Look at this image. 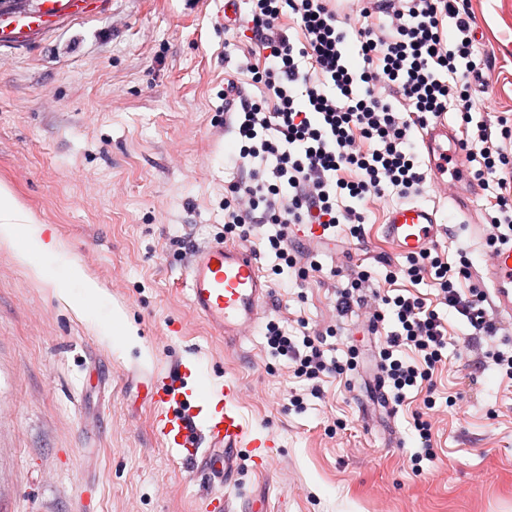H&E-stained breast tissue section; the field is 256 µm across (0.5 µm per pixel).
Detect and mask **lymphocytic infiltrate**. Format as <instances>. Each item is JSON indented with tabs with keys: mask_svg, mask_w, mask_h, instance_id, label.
Instances as JSON below:
<instances>
[{
	"mask_svg": "<svg viewBox=\"0 0 512 512\" xmlns=\"http://www.w3.org/2000/svg\"><path fill=\"white\" fill-rule=\"evenodd\" d=\"M251 41L262 52L263 64L239 63L250 73L260 96L235 91L224 124L235 132L240 159H260L248 180L224 186V231L248 242L268 224L277 232L268 246L276 262L273 274L297 265L286 241L294 224H320L330 229L348 225L360 236L365 220L356 202L380 198L393 191L403 197L420 193L425 176L419 170L411 137L433 118L459 112L460 140L466 160L477 162L471 177L482 187H496L490 244L512 236V151L494 145L486 122H474L472 81L491 70L489 59L476 56L471 29V0H353L339 7L332 0H251ZM390 16L386 27L371 25L374 15ZM291 16L300 36L283 33L280 21ZM359 16L352 28L340 17ZM453 19L454 37L444 34L443 22ZM356 39L362 68L348 60L349 39ZM403 100L397 110L394 100ZM352 203L337 208L341 196ZM471 263L460 258L448 265L438 254L425 252L409 259L406 274L414 280L431 276L442 304L464 317L477 336L496 335L499 327L485 308L486 296L477 287L460 291L469 279ZM357 284L340 289L338 315L369 306L370 329H378L386 314L398 328L381 351V369L390 381V398L403 405L406 391L431 382L447 345L445 326L424 298L389 297L380 291L365 296ZM266 337L275 354L290 357L296 376L309 380L322 373L343 374L353 362H326L321 338L296 341L277 322H268ZM413 348L414 361L399 352Z\"/></svg>",
	"mask_w": 512,
	"mask_h": 512,
	"instance_id": "lymphocytic-infiltrate-1",
	"label": "lymphocytic infiltrate"
}]
</instances>
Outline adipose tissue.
I'll list each match as a JSON object with an SVG mask.
<instances>
[{"label": "adipose tissue", "mask_w": 512, "mask_h": 512, "mask_svg": "<svg viewBox=\"0 0 512 512\" xmlns=\"http://www.w3.org/2000/svg\"><path fill=\"white\" fill-rule=\"evenodd\" d=\"M40 234L25 206L6 186L0 185V242L11 243L21 237L27 238L28 247L17 253L19 262L36 277L54 280L65 298L70 295L69 283L80 282L82 290L77 305L85 315H93L101 295L100 288L77 263L67 259L59 241L42 240Z\"/></svg>", "instance_id": "obj_1"}]
</instances>
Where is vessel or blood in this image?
<instances>
[{"label": "vessel or blood", "mask_w": 512, "mask_h": 512, "mask_svg": "<svg viewBox=\"0 0 512 512\" xmlns=\"http://www.w3.org/2000/svg\"><path fill=\"white\" fill-rule=\"evenodd\" d=\"M420 145L430 160L434 182L443 181L449 159L460 157L456 136L446 122L433 123L422 134ZM443 226L437 208L416 202L389 209L383 235L404 256H414L436 245ZM485 277L491 287L495 315L512 316V242L493 248ZM186 286L193 311L220 335L236 336L261 317L272 286L263 276L251 249L216 239L196 248L188 261ZM187 367L167 377L151 378L142 389L154 409L153 429L161 441L177 449L189 473L238 482L242 449H251L256 469H264L275 456V443L261 436L238 408L239 388L225 382L219 394L223 408L203 412L192 405L184 380Z\"/></svg>", "instance_id": "b4317fda"}]
</instances>
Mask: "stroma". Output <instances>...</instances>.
<instances>
[{
    "label": "stroma",
    "mask_w": 512,
    "mask_h": 512,
    "mask_svg": "<svg viewBox=\"0 0 512 512\" xmlns=\"http://www.w3.org/2000/svg\"><path fill=\"white\" fill-rule=\"evenodd\" d=\"M472 9L475 50L495 60L473 117L499 145L497 119H512V0ZM247 57L262 61L245 26L225 27L224 0H103L22 37L0 35V184L104 292L86 317L0 244V512H202L206 497L223 495L154 434L137 389L181 363L200 385L237 382L246 421L278 444L261 473L242 453L236 512L255 497L269 512H512V384L482 363L488 350H512V318L464 346L465 319L437 304L431 278L410 280L406 257L381 235L397 194L359 204L361 237L345 224L324 242L290 237L322 269L271 278L269 319L296 340L323 334L325 359L355 356V370L297 377L270 351L264 324L226 339L191 309L189 253L223 236L224 185L241 176L224 89L233 78L257 94L237 70ZM418 200L448 225L438 250L452 265L468 254L480 283L487 192L428 179ZM363 269L381 293L436 305L447 330L434 393L410 389L394 411L373 389L394 318L372 335L360 312L336 314L338 290ZM116 311L132 339L101 335ZM418 416L432 425L428 453Z\"/></svg>",
    "instance_id": "obj_1"
}]
</instances>
